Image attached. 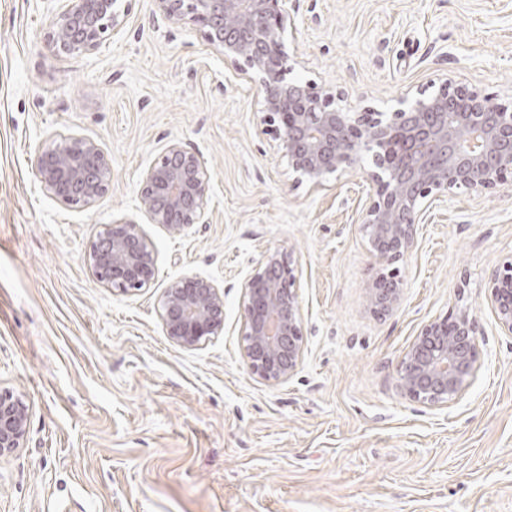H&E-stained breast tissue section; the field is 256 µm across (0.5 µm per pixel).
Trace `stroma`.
Here are the masks:
<instances>
[{
    "instance_id": "obj_1",
    "label": "stroma",
    "mask_w": 512,
    "mask_h": 512,
    "mask_svg": "<svg viewBox=\"0 0 512 512\" xmlns=\"http://www.w3.org/2000/svg\"><path fill=\"white\" fill-rule=\"evenodd\" d=\"M46 0H0V385L32 405L24 448L0 458V512H512V335L487 301L512 257V175L427 210L396 262L399 306L374 313L366 173L298 180L253 85L196 26L131 0L122 34L57 53ZM291 77L353 112L464 85L512 108V0H288ZM95 141L112 168L88 206L47 193L35 159L55 132ZM179 141L210 173L207 221L145 230L155 283L105 288L86 254L106 224L142 221L143 172ZM296 265L306 354L287 382L250 371L240 299L271 251ZM224 293V334L169 341L165 288ZM465 311L478 370L437 410L398 387L421 327Z\"/></svg>"
}]
</instances>
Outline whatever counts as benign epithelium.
<instances>
[{
  "label": "benign epithelium",
  "instance_id": "7a95c632",
  "mask_svg": "<svg viewBox=\"0 0 512 512\" xmlns=\"http://www.w3.org/2000/svg\"><path fill=\"white\" fill-rule=\"evenodd\" d=\"M154 2L168 22L203 28L209 46L255 84L275 149L300 180L318 188L372 158L375 197L364 230L371 253L389 268L369 288L377 313L400 304L401 284L390 266L414 248L426 209L455 189L481 193L512 174V111L477 89L445 81L435 95L402 99L392 112H348L334 105L331 90L286 78V0ZM129 10L127 0H53L49 43L62 54H93L124 28ZM35 165L44 189L66 204L89 205L112 182L100 146L71 133L56 135ZM209 182L202 156L173 142L144 172L139 209L149 223L180 235L206 222ZM87 263L98 281L121 293L149 288L158 275L153 241L133 220L105 225ZM488 288L497 325L512 335L511 259L491 270ZM160 317L172 343L197 350L224 334V292L210 280L184 278L164 290ZM241 336L251 372L265 382L284 383L302 364L306 346L289 256L270 252L253 269ZM476 336L465 311L428 321L401 358L400 391L435 409L462 397L477 370ZM30 411L25 396L0 389V457L25 447Z\"/></svg>",
  "mask_w": 512,
  "mask_h": 512
}]
</instances>
